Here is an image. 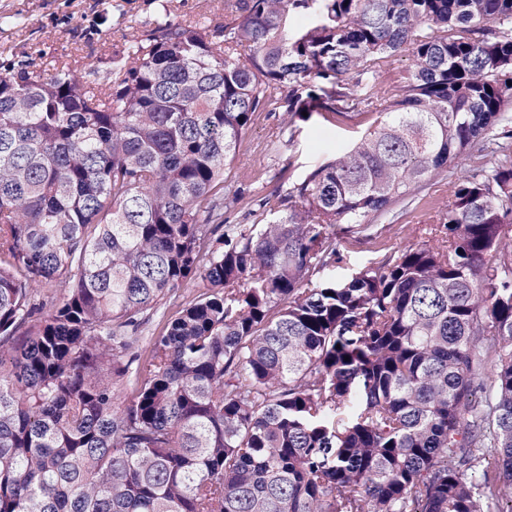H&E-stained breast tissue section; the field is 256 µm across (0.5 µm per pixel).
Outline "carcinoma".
<instances>
[{"label": "carcinoma", "mask_w": 512, "mask_h": 512, "mask_svg": "<svg viewBox=\"0 0 512 512\" xmlns=\"http://www.w3.org/2000/svg\"><path fill=\"white\" fill-rule=\"evenodd\" d=\"M306 5L167 10L92 81L0 73V512H512V0ZM398 54L374 129L224 224L255 113L368 111ZM473 149L439 246L316 282L336 225L371 238ZM211 1V2H204ZM224 1L225 0H174L176 9L172 14V18L176 21L192 19L197 14L205 12L206 4L210 5L211 17L214 21L224 22ZM410 60L408 56H397L388 62L380 63L376 68L375 85L381 93L390 91L403 84L409 74ZM205 288H203V283L201 281H196L190 283L186 288H181L178 292V298L175 305L168 307L165 310V314L163 317L158 315L154 321L152 322V329H156V334L163 328L167 319L178 309L176 306L179 303H184L191 300L193 297L203 292Z\"/></svg>", "instance_id": "obj_1"}]
</instances>
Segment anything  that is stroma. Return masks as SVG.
Wrapping results in <instances>:
<instances>
[{"instance_id": "stroma-1", "label": "stroma", "mask_w": 512, "mask_h": 512, "mask_svg": "<svg viewBox=\"0 0 512 512\" xmlns=\"http://www.w3.org/2000/svg\"><path fill=\"white\" fill-rule=\"evenodd\" d=\"M171 2L176 5L172 17L178 21L204 11L214 21L224 19V0H0V17L17 21L16 26L0 30V66L28 64L39 71L75 57L87 67L106 70L113 53L131 36L151 29ZM377 118L374 112L350 119L316 113L308 122L292 126L286 113H255L227 169L241 195L225 212V223H259L260 199L300 184L373 128ZM447 202L448 180L439 177L427 183L414 201L396 204L397 220L380 225L371 239L358 240L350 225H337L340 260L323 271V279L348 280L369 262L406 245L436 246L437 237L420 234L419 227L431 223Z\"/></svg>"}]
</instances>
